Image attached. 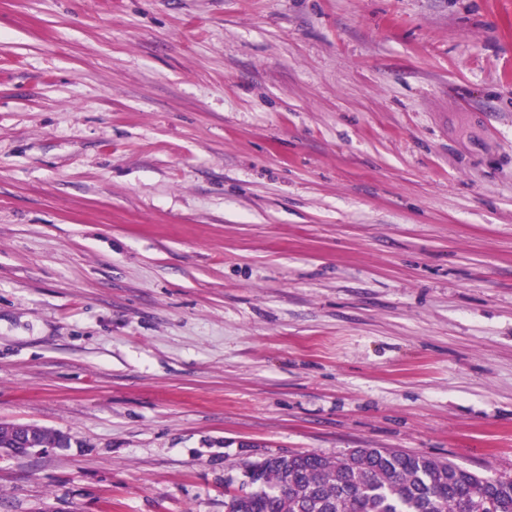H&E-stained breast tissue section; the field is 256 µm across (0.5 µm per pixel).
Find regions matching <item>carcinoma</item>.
<instances>
[{
	"instance_id": "cac0c4a2",
	"label": "carcinoma",
	"mask_w": 512,
	"mask_h": 512,
	"mask_svg": "<svg viewBox=\"0 0 512 512\" xmlns=\"http://www.w3.org/2000/svg\"><path fill=\"white\" fill-rule=\"evenodd\" d=\"M225 512H512V477L394 448L269 454Z\"/></svg>"
}]
</instances>
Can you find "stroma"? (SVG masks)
<instances>
[{"mask_svg": "<svg viewBox=\"0 0 512 512\" xmlns=\"http://www.w3.org/2000/svg\"><path fill=\"white\" fill-rule=\"evenodd\" d=\"M1 421L0 512L512 476V0H0ZM14 429L17 431L16 437L9 444H0V455H14L16 448H23L25 454H31L38 449V441L27 432L25 425H17ZM225 512H512V477L394 448L269 454Z\"/></svg>", "mask_w": 512, "mask_h": 512, "instance_id": "obj_1", "label": "stroma"}]
</instances>
